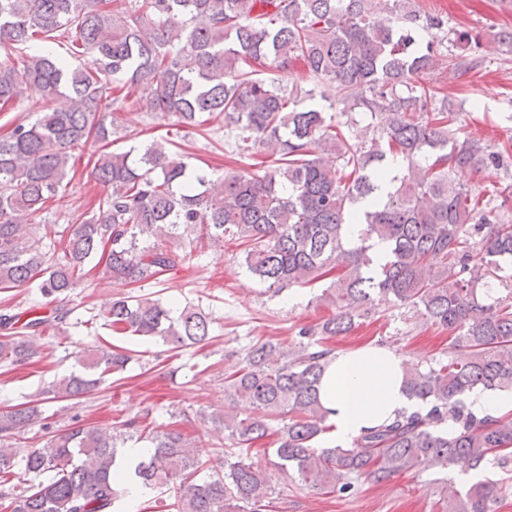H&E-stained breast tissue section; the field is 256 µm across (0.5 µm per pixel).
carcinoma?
Masks as SVG:
<instances>
[{"label":"carcinoma","mask_w":512,"mask_h":512,"mask_svg":"<svg viewBox=\"0 0 512 512\" xmlns=\"http://www.w3.org/2000/svg\"><path fill=\"white\" fill-rule=\"evenodd\" d=\"M0 0V112L24 85L45 105L0 135V288L38 282L48 302L80 287L91 261L113 283L156 279L194 261L195 246H243L240 266L281 292L328 276L320 298L335 313L304 325L291 345L256 342L224 377V409L195 417L224 433V474L201 475L196 441L146 424L150 412L103 431L74 423L23 457L38 478L8 498L10 512H120L126 499L122 449H147L134 474L164 488L176 512H273L270 475L246 461L270 438L280 469L301 485L351 494L427 463L478 470L512 455V417L473 408L476 390L512 392V145L459 139L462 106L431 85L481 65L474 52L444 54L448 20L416 0ZM91 56L71 67L57 47ZM23 59L22 68L13 57ZM302 64L314 86H281L270 72ZM320 96L335 119L305 102ZM57 96L68 107H50ZM134 106L182 130L224 119L230 153L256 162L216 180L193 173L153 140L117 152L119 110ZM368 136L345 130L353 113ZM102 144L91 174L107 187L97 212L64 227L56 259L38 219L73 180L75 151ZM492 167L503 181L484 196L457 182L461 170ZM507 292L498 296V291ZM409 307L448 329L465 359L407 366L419 408L364 431L350 445L319 446L332 431L319 398L325 340L345 336L379 307ZM119 334L173 349L209 340L200 307L123 296L101 314ZM0 315V362L40 356L27 340L43 319L15 327ZM104 348L78 359L82 371L42 390L78 399L133 360ZM239 400L254 412L231 411ZM41 420L30 401L0 414V483L14 474L12 439ZM503 483L484 479L448 498L443 512H496Z\"/></svg>","instance_id":"obj_1"}]
</instances>
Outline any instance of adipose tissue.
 Segmentation results:
<instances>
[{"label": "adipose tissue", "mask_w": 512, "mask_h": 512, "mask_svg": "<svg viewBox=\"0 0 512 512\" xmlns=\"http://www.w3.org/2000/svg\"><path fill=\"white\" fill-rule=\"evenodd\" d=\"M407 362L405 355L378 345L329 358L319 398L336 442H352L365 430L417 409V401L403 388Z\"/></svg>", "instance_id": "adipose-tissue-1"}]
</instances>
